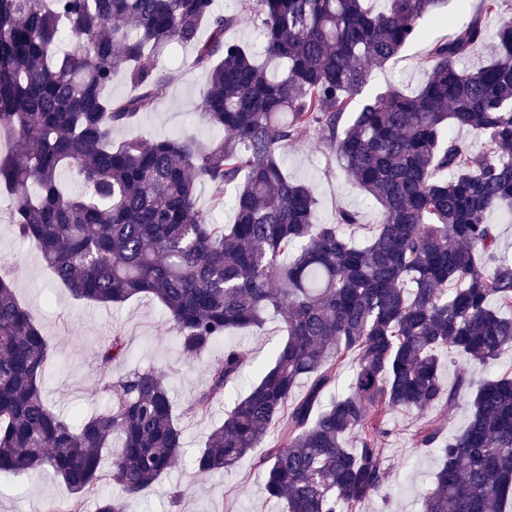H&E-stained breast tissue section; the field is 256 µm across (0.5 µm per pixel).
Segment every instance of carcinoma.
I'll list each match as a JSON object with an SVG mask.
<instances>
[{
	"mask_svg": "<svg viewBox=\"0 0 512 512\" xmlns=\"http://www.w3.org/2000/svg\"><path fill=\"white\" fill-rule=\"evenodd\" d=\"M501 2L443 19L454 32L431 43L417 91L362 99L370 69L424 37L442 0H254L258 53L225 38L243 17L214 0H0V134L23 146L0 158V187L18 236L57 280L96 304L153 298L189 361L230 329L282 315L286 340L196 454L197 472L256 451L279 512H358L387 483L378 445L389 415L404 410L423 417L416 447L443 453L423 512H512V377L476 383L463 369L447 388L440 358L448 350L490 365L512 347V257H496L487 221L512 213V19L489 26ZM488 39L489 61L463 67ZM175 46L194 48L208 75L200 118L224 136L205 148L113 140L166 91L156 59ZM118 73L136 90L121 100L111 94ZM304 130L379 207L365 246L339 228L359 223L356 212L321 223L312 187L283 170L281 150ZM66 172L77 189L62 187ZM201 180L218 194L234 189L232 223L197 206ZM47 349L0 275V471L51 470L76 496L69 512L91 497L95 512H128L182 455L166 371L113 379L109 408L67 422L42 393ZM124 352L115 332L101 358ZM346 362L348 391L336 395ZM243 366L225 347L188 411L210 414ZM465 391L466 426L445 442L426 413ZM349 435L357 448L344 446ZM108 479L124 496L102 494Z\"/></svg>",
	"mask_w": 512,
	"mask_h": 512,
	"instance_id": "cac0c4a2",
	"label": "carcinoma"
}]
</instances>
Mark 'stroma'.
Returning <instances> with one entry per match:
<instances>
[{
    "instance_id": "1",
    "label": "stroma",
    "mask_w": 512,
    "mask_h": 512,
    "mask_svg": "<svg viewBox=\"0 0 512 512\" xmlns=\"http://www.w3.org/2000/svg\"><path fill=\"white\" fill-rule=\"evenodd\" d=\"M426 36L408 45L383 67L373 69L364 88L373 95L391 86L416 91L427 74L421 60L434 39L448 38V26L426 21ZM160 66L171 73L165 94L134 125L135 132L152 139L179 135L207 144L218 137L216 130L198 116V106L207 86L204 70L193 64V50L178 47L160 56ZM283 166L291 179L309 184L318 202L323 223H334L340 209L358 210L360 224L345 228L348 241L364 245L378 224L377 206L348 181L332 151L318 147L312 133L305 132L283 152ZM0 265L14 282L19 300L27 305L49 347L42 391L51 410L67 419L90 414L111 404L108 382L133 369L164 367L176 405H183L208 379L211 360L221 357L225 345L242 346L245 366L238 381L229 387V399L217 402L211 414L181 415L187 455H194L211 431L223 421L231 397L245 395L257 379V370L269 366L273 349L285 338L280 315H268L263 328L227 333L208 358L187 363L178 350L175 334L163 307L139 295L119 306L93 305L74 299L69 290L55 283L50 268L32 243L21 240L11 221L10 201L0 193ZM126 339L127 357L118 364L103 363L100 350L113 332ZM416 414L396 411L388 418L389 432L380 444V459L389 472L383 489L360 506V512H421V491L442 464L434 448L415 447L412 434ZM264 472L255 454H247L226 472L201 474L190 464L170 470L133 504L135 512H274L262 492ZM72 494L53 474L0 473V512H38L45 503L68 504Z\"/></svg>"
}]
</instances>
